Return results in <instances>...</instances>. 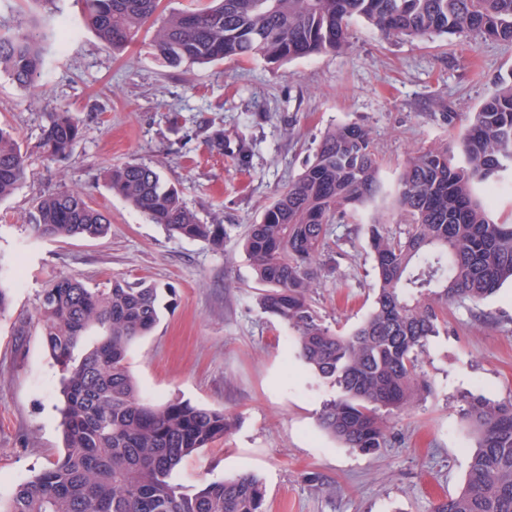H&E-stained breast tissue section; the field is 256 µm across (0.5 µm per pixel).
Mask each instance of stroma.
<instances>
[{"label": "stroma", "instance_id": "1", "mask_svg": "<svg viewBox=\"0 0 512 512\" xmlns=\"http://www.w3.org/2000/svg\"><path fill=\"white\" fill-rule=\"evenodd\" d=\"M63 17L70 35L62 45ZM34 20L47 34L39 87L24 89L0 71V124L30 157L25 181L0 201V269L10 286L0 318V495L61 451L59 368L39 332L18 327L45 283L62 274L93 288L110 287L116 277L155 284L161 320L127 356L142 397L154 405L177 397L236 417L230 435L175 470L187 492L250 472L266 488V512H432L455 494L476 447L460 417L463 396L512 397V283L480 304L449 307L446 329L422 356L430 394L390 420L385 448L366 454L321 429L319 413L336 390L317 381L285 325L261 310L262 287L242 244L331 126L355 122L370 130L389 189L410 154L455 146L473 112L512 81V44L389 41L358 19L345 52L170 67L157 60L147 33L112 53L75 0H0V35ZM61 108L81 121L85 136L70 157L48 166L41 128ZM443 112L451 123L440 120ZM212 125L223 127L225 146L246 139V170L208 149ZM127 161L176 184L202 222L223 224V247L169 235L113 194L104 171ZM60 191L80 193L106 212L108 234L63 242L27 236L33 200ZM378 223L401 235L410 229L380 201L334 225L318 259L311 296L331 328L350 330L372 305L366 227Z\"/></svg>", "mask_w": 512, "mask_h": 512}]
</instances>
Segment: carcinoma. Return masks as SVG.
Wrapping results in <instances>:
<instances>
[{
    "instance_id": "obj_1",
    "label": "carcinoma",
    "mask_w": 512,
    "mask_h": 512,
    "mask_svg": "<svg viewBox=\"0 0 512 512\" xmlns=\"http://www.w3.org/2000/svg\"><path fill=\"white\" fill-rule=\"evenodd\" d=\"M79 2L84 23L114 52L145 27L155 28L152 46L170 66L340 53L349 48L355 19L388 40L447 35L512 43V0H209L206 8L172 12L160 23V0ZM45 38L35 25L0 36V69L23 88L39 87ZM82 139L70 112H51L41 129V156L62 161ZM207 145L226 152L224 130H213ZM226 153L237 168L247 167L245 140ZM510 166L512 83L474 113L457 154L437 147L407 158L394 199L412 229L401 237L369 225L375 298L348 333L325 323L310 292L318 277L314 260L329 247L331 226L384 194L369 130L355 123L329 128L303 172L279 190L260 223L249 225L244 249L265 287L259 304L283 322L304 364L337 389L319 424L344 446L367 453L385 447L388 417L407 413L429 390L420 354L447 325L448 307L478 304L512 282V224L494 222L488 203L474 194L478 183L500 185L499 174ZM27 170L19 142L0 127V200ZM106 179L113 193L170 235L224 245V225L201 222L154 168L112 165ZM25 229L35 239L100 238L110 219L81 194L61 192L34 204ZM160 315L158 288L144 280L116 278L109 288H90L63 275L46 283L29 323L61 371L63 453L0 498V512H265V488L253 473L193 493L174 481L183 459L229 435L236 420L178 398L161 406L141 398L127 356ZM92 329L97 342L76 355ZM463 401L462 420L477 447L463 487L434 512H512V399Z\"/></svg>"
}]
</instances>
